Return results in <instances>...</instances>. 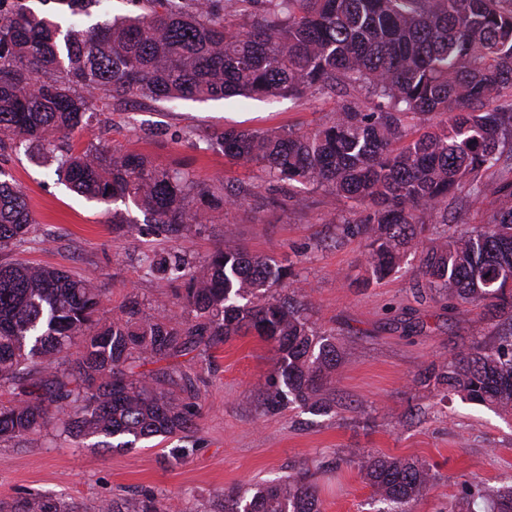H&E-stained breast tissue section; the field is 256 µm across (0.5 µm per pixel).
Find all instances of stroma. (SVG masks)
<instances>
[{"instance_id":"obj_1","label":"stroma","mask_w":512,"mask_h":512,"mask_svg":"<svg viewBox=\"0 0 512 512\" xmlns=\"http://www.w3.org/2000/svg\"><path fill=\"white\" fill-rule=\"evenodd\" d=\"M335 94L300 98L162 101L133 96L104 107L94 125L76 129V148L104 146L140 154L155 166L188 171L201 187H244L251 195L235 207L217 206L209 220L181 237L151 227L142 211L97 203L70 191L50 157L17 151L0 156L28 202V241L13 257L69 270L101 289L102 322L130 306L143 314L174 309V288L147 274L144 254L177 250L204 260L229 244L291 266L314 302L317 331L334 334L343 352L331 411L295 404L267 410L263 385L273 365L270 346L253 335L236 336L176 363L196 379L200 416L192 437L158 436L132 449L94 448L53 437L51 430L0 442V502L29 495L77 502L82 512L149 489L206 512L225 489L274 479L292 469L341 454L351 464L319 477L323 512H380L363 483L357 459L367 455L414 458L434 465L437 477L413 512H447L461 483L479 479L492 490L512 484V414L436 396L417 381L429 364L450 360L472 342L487 339L480 309L417 290L418 261L367 287L354 278L366 258V239L341 235L342 203L314 189L283 200L256 168L225 158L209 142L230 127L310 130L328 121ZM156 134L144 137L142 128ZM126 224L114 229L113 211ZM424 323L406 335L408 315Z\"/></svg>"}]
</instances>
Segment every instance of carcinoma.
I'll return each mask as SVG.
<instances>
[{
    "instance_id": "carcinoma-1",
    "label": "carcinoma",
    "mask_w": 512,
    "mask_h": 512,
    "mask_svg": "<svg viewBox=\"0 0 512 512\" xmlns=\"http://www.w3.org/2000/svg\"><path fill=\"white\" fill-rule=\"evenodd\" d=\"M0 10V153L37 148L80 195L130 202L178 233L215 203L248 190L201 191L190 175L139 154L78 150L69 135L100 106L139 95L154 100L228 96L302 97L341 92L336 112L311 131L227 129L211 146L254 164L290 188H319L346 203L345 235L368 241V286L396 272L408 243L429 224H449L463 199L491 193L485 223L454 230L421 252L429 292L483 308L491 341H476L419 382L447 398L512 413V0H132L136 16L79 29L37 14L27 0ZM101 0H67L90 17ZM0 169V250L28 239L24 194ZM149 274L177 284L181 313L117 316L98 326L102 292L66 270L0 262V386L23 398L0 407V440L47 428L94 438L97 448H134L145 438L189 434L199 406L186 375L135 372L142 359L206 352L241 332L275 351L265 402L331 406L336 337L317 331L302 288L272 289L291 268L240 249L216 248L202 262L180 251L147 257ZM83 350L67 354L76 338ZM358 467L384 512H412L435 473L418 460L378 455ZM472 512H512V488L461 484ZM11 512H79L65 500L26 497ZM100 512H174L151 491ZM212 512H322L317 473L230 487Z\"/></svg>"
}]
</instances>
